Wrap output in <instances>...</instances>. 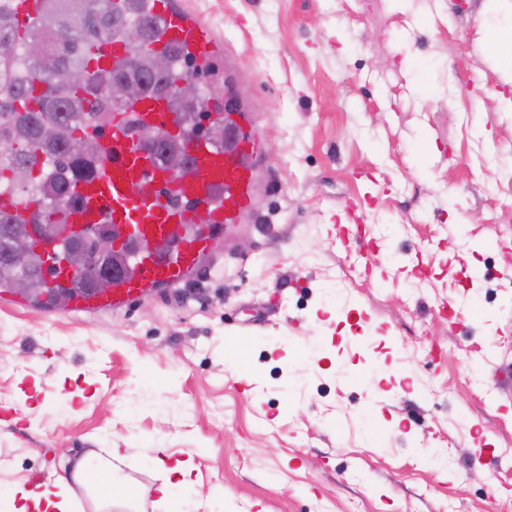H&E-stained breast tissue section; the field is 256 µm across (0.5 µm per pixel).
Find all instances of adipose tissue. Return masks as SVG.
I'll return each mask as SVG.
<instances>
[{"instance_id":"adipose-tissue-1","label":"adipose tissue","mask_w":512,"mask_h":512,"mask_svg":"<svg viewBox=\"0 0 512 512\" xmlns=\"http://www.w3.org/2000/svg\"><path fill=\"white\" fill-rule=\"evenodd\" d=\"M112 463L102 456L80 461L67 474L26 489L20 486L0 490V512H79L77 490H85L91 512H113L114 507L132 501L137 492L122 479L111 476Z\"/></svg>"}]
</instances>
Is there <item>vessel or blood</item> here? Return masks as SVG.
Masks as SVG:
<instances>
[{
  "instance_id": "vessel-or-blood-1",
  "label": "vessel or blood",
  "mask_w": 512,
  "mask_h": 512,
  "mask_svg": "<svg viewBox=\"0 0 512 512\" xmlns=\"http://www.w3.org/2000/svg\"><path fill=\"white\" fill-rule=\"evenodd\" d=\"M158 23L151 44L158 51L186 45L199 59L213 53L215 37L195 14L172 10L167 0H150ZM126 118L162 129L176 127L175 113L165 102H130ZM103 161L96 173L77 187L79 207L70 209V224H108L115 236L134 243L131 271L104 295L74 293L70 308L124 306L159 287L176 288L199 266L226 227L241 223L253 206L255 170L247 157L257 154L261 139L255 130L241 132L235 150L207 142L189 150L190 164L171 173L156 168L134 136L116 126L97 138ZM160 238L172 239L165 251L155 250Z\"/></svg>"
}]
</instances>
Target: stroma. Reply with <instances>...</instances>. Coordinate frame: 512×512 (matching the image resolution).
I'll return each mask as SVG.
<instances>
[{
	"label": "stroma",
	"mask_w": 512,
	"mask_h": 512,
	"mask_svg": "<svg viewBox=\"0 0 512 512\" xmlns=\"http://www.w3.org/2000/svg\"><path fill=\"white\" fill-rule=\"evenodd\" d=\"M180 3L262 133L257 208L119 311L0 293V486L115 448L136 512H512V0ZM157 448L193 464L161 511Z\"/></svg>",
	"instance_id": "stroma-1"
}]
</instances>
